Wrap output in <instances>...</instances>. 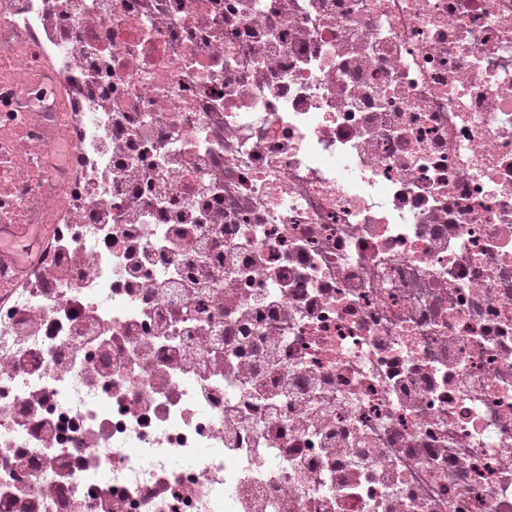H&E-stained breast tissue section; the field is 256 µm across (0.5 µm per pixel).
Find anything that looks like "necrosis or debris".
I'll return each mask as SVG.
<instances>
[{"label":"necrosis or debris","instance_id":"4bbe7bcc","mask_svg":"<svg viewBox=\"0 0 512 512\" xmlns=\"http://www.w3.org/2000/svg\"><path fill=\"white\" fill-rule=\"evenodd\" d=\"M89 2L0 0V512H512V0Z\"/></svg>","mask_w":512,"mask_h":512}]
</instances>
